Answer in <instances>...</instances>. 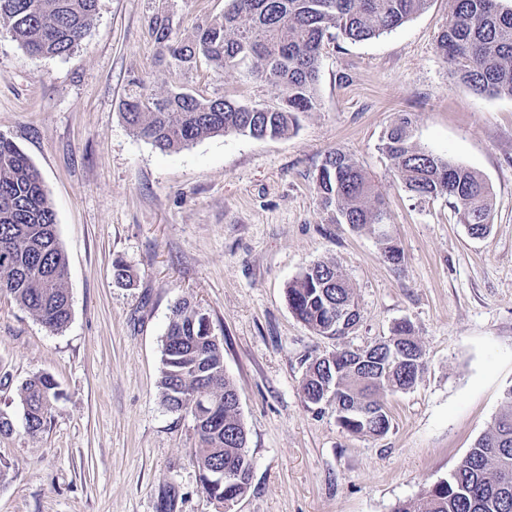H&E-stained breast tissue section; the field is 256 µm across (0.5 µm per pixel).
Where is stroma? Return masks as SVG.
<instances>
[{
	"label": "stroma",
	"mask_w": 512,
	"mask_h": 512,
	"mask_svg": "<svg viewBox=\"0 0 512 512\" xmlns=\"http://www.w3.org/2000/svg\"><path fill=\"white\" fill-rule=\"evenodd\" d=\"M227 0H99L93 26L62 57L29 54L0 29V134L40 171L68 256L72 317L45 329L0 294V512H156L167 485L175 512H224L201 490L191 416L157 388L162 339L180 297L197 301L224 344L239 395L250 488L233 512H392L448 474L488 429L512 387V98L475 94L437 49L448 0L392 33L326 42L318 107L276 140L216 135L171 152L135 137L121 116L131 90L182 88L272 104L278 90L238 72L171 65L151 35L191 38ZM400 113L414 141L477 172L492 226L482 239L447 197L407 193L379 149ZM382 193L403 252L388 263L373 234L339 224L316 175L333 150ZM135 274L118 286L112 263ZM329 260L352 285L360 319L345 336L316 334L286 290ZM408 321L426 367L387 398L390 428L354 435L300 383L315 357L363 348ZM51 373L61 391L46 430H23L15 389Z\"/></svg>",
	"instance_id": "obj_1"
}]
</instances>
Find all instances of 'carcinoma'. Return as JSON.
I'll return each mask as SVG.
<instances>
[{"label":"carcinoma","mask_w":512,"mask_h":512,"mask_svg":"<svg viewBox=\"0 0 512 512\" xmlns=\"http://www.w3.org/2000/svg\"><path fill=\"white\" fill-rule=\"evenodd\" d=\"M430 0H230L224 14L198 28L192 39L168 46L170 57L190 65L202 57L217 69L239 71L279 90L274 105H247L226 95L194 92L164 96L134 92L122 103V118L131 133L161 151L187 149L217 134L275 139L298 127L317 107L318 61L324 40L333 36L363 42L388 34L423 11ZM504 0H450L448 23L438 36L439 53L456 77L480 94L512 97V6ZM98 0H0V26L37 56H65L79 46L94 22ZM155 40L170 41L168 17L156 16ZM411 119L399 116L384 134L380 150L391 162L405 190L414 198L446 195L468 232H490L492 200L486 182L474 171L419 147L411 140ZM317 182L325 207L336 223L367 228L377 235L383 256L398 266L403 253L381 233L387 219L383 199L357 163L339 150L329 152ZM67 256L56 233L55 212L39 171L9 138L0 134V292L10 295L43 327L63 330L71 318L66 286ZM118 284L132 286L134 276L121 260L112 264ZM292 312L321 336L340 337L336 313L355 304L353 289L333 261H317L287 289ZM204 310L188 297L178 299L162 344L158 390L172 413L202 421L195 466L203 492L224 502V484L216 476L234 474L232 490L242 496L250 484L247 433L237 394L224 374V347L210 334ZM392 339L406 360H389L379 345L365 361L345 349L332 363L310 362L301 382L311 405L323 400L324 384L335 383L332 407L338 423L353 434L380 436L390 428L387 396L404 392L425 370L422 346L411 326L398 323ZM209 390L210 402L194 407L188 396ZM58 384L45 371L17 389L23 428L32 438L42 434ZM393 512H512V387L504 406L448 474Z\"/></svg>","instance_id":"1"}]
</instances>
